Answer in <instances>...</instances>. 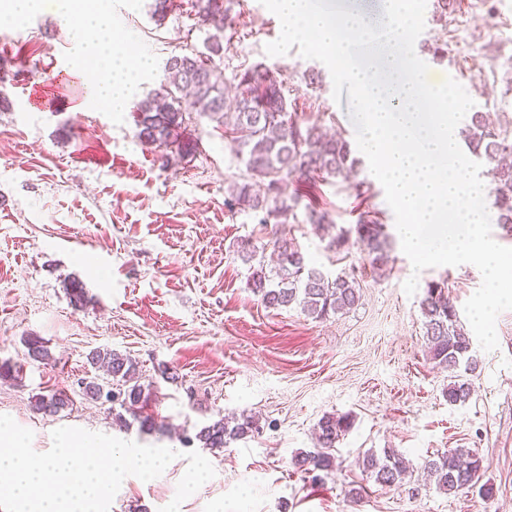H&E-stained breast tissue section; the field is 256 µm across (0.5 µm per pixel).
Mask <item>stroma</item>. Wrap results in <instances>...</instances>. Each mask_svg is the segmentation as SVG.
<instances>
[{
	"label": "stroma",
	"mask_w": 512,
	"mask_h": 512,
	"mask_svg": "<svg viewBox=\"0 0 512 512\" xmlns=\"http://www.w3.org/2000/svg\"><path fill=\"white\" fill-rule=\"evenodd\" d=\"M154 0H101L116 28L153 60L125 111L91 102L73 61L87 34L50 10L23 27L0 25V363L19 380H0V414L33 434L48 451L52 432L80 427L178 456L150 481L124 479L109 512H159L183 477L186 450L203 452L215 476L179 512H512V310L496 323L497 350L473 346L478 366L472 393L448 405V375L427 355L421 301L429 283L448 288L456 310L479 288L473 265L439 266L413 274L401 247L385 272L371 269L354 238L360 216L396 235L395 216L360 151L348 177L318 182L316 197L331 222L302 221L284 230L310 266L334 275L354 273L361 299L349 313L323 320L294 306L266 307L246 285L241 244L266 246L274 225L232 206L225 189L245 170L223 127L192 113L185 130L197 152L161 149L138 136L137 105L158 90L174 55L204 51L208 26L192 0H171L163 22ZM427 0L425 28L415 43L432 66L455 64L456 80L512 138V0H455L447 16ZM233 37L224 44L226 80L255 67L275 73L288 112L300 127L318 126L352 140L348 104L333 99L320 61L298 50L270 56L281 23L260 0H222ZM318 84H310V74ZM60 101L40 109L37 98ZM348 244L333 248L339 236ZM417 276L414 295L403 290ZM80 280L88 301L75 308L66 287ZM39 336L53 359L27 355L25 339ZM108 346L136 360L141 381L153 384V429L123 427L111 403L81 394L96 372L87 354ZM68 392L71 404L54 415L32 408L33 396ZM259 417V428L220 450L186 446L217 412ZM327 414L351 415L336 444V466L320 480L291 460L313 448L312 433ZM397 449L412 464L453 448L483 459L480 489L445 493L416 479L383 488L357 461L367 450Z\"/></svg>",
	"instance_id": "obj_1"
}]
</instances>
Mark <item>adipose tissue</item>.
Returning <instances> with one entry per match:
<instances>
[{"instance_id": "ef3b65f1", "label": "adipose tissue", "mask_w": 512, "mask_h": 512, "mask_svg": "<svg viewBox=\"0 0 512 512\" xmlns=\"http://www.w3.org/2000/svg\"><path fill=\"white\" fill-rule=\"evenodd\" d=\"M47 5L64 15H75L79 26L95 31V39L82 48L76 66L92 77V97L99 105L113 112L124 111L133 75L145 70L146 62L130 38L113 28L109 15L78 8L77 0H5L0 6V22L21 24L28 13Z\"/></svg>"}]
</instances>
